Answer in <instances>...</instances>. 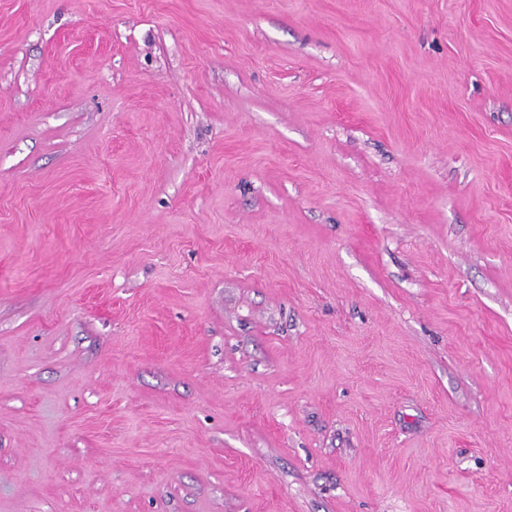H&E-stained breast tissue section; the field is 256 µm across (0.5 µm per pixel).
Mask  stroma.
<instances>
[{
    "label": "stroma",
    "instance_id": "obj_1",
    "mask_svg": "<svg viewBox=\"0 0 512 512\" xmlns=\"http://www.w3.org/2000/svg\"><path fill=\"white\" fill-rule=\"evenodd\" d=\"M0 512H512V0H0Z\"/></svg>",
    "mask_w": 512,
    "mask_h": 512
}]
</instances>
